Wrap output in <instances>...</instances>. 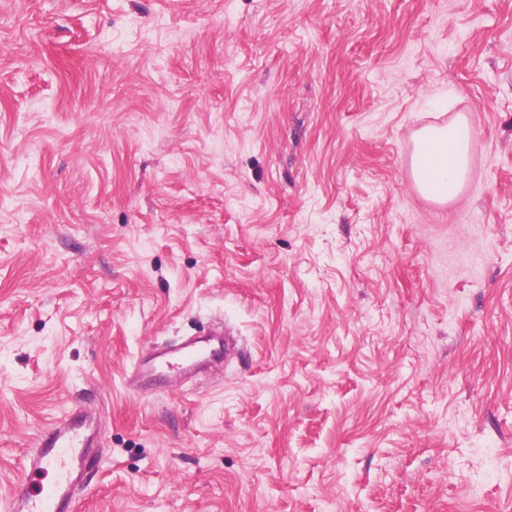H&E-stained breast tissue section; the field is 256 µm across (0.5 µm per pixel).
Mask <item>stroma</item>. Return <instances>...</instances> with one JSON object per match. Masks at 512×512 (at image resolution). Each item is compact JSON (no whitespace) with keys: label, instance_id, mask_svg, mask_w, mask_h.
Wrapping results in <instances>:
<instances>
[{"label":"stroma","instance_id":"1","mask_svg":"<svg viewBox=\"0 0 512 512\" xmlns=\"http://www.w3.org/2000/svg\"><path fill=\"white\" fill-rule=\"evenodd\" d=\"M77 404L76 512H512V0H0V501ZM466 150L467 128L463 121L421 131L414 163L425 194L440 201L458 194L466 173ZM224 356V340L221 336L194 338L180 347L163 353L159 360L136 362L128 377V386L147 389L163 379L172 384L173 377L182 369L191 366L199 357L206 361L221 362Z\"/></svg>","mask_w":512,"mask_h":512}]
</instances>
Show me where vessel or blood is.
Returning <instances> with one entry per match:
<instances>
[{"label":"vessel or blood","instance_id":"obj_1","mask_svg":"<svg viewBox=\"0 0 512 512\" xmlns=\"http://www.w3.org/2000/svg\"><path fill=\"white\" fill-rule=\"evenodd\" d=\"M224 340L219 336L194 338L163 353L159 360L136 362L128 377L133 389H147L156 381H172L197 358L222 361ZM99 420L86 407L72 408L58 423L39 434L24 455L22 474L10 500L0 512H74L76 493L96 458Z\"/></svg>","mask_w":512,"mask_h":512}]
</instances>
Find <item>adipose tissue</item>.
<instances>
[{
  "instance_id": "adipose-tissue-1",
  "label": "adipose tissue",
  "mask_w": 512,
  "mask_h": 512,
  "mask_svg": "<svg viewBox=\"0 0 512 512\" xmlns=\"http://www.w3.org/2000/svg\"><path fill=\"white\" fill-rule=\"evenodd\" d=\"M466 150L464 122L421 131L416 144L415 170L427 195L447 201L458 194L466 173Z\"/></svg>"
}]
</instances>
